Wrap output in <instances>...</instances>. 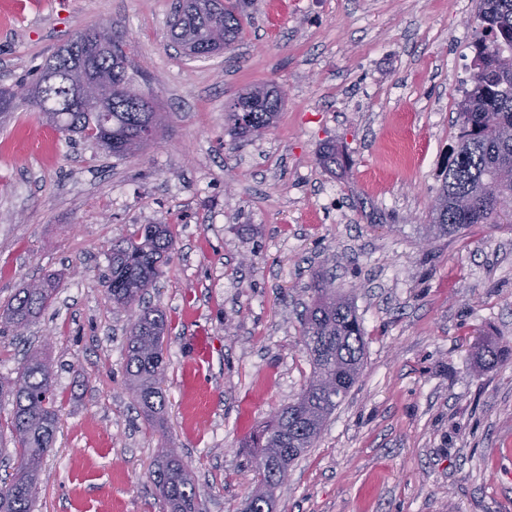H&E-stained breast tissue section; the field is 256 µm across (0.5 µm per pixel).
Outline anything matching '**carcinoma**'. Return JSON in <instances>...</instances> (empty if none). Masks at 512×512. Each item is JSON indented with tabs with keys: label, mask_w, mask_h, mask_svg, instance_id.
Segmentation results:
<instances>
[{
	"label": "carcinoma",
	"mask_w": 512,
	"mask_h": 512,
	"mask_svg": "<svg viewBox=\"0 0 512 512\" xmlns=\"http://www.w3.org/2000/svg\"><path fill=\"white\" fill-rule=\"evenodd\" d=\"M246 2L210 13L195 0L179 4L174 39L187 56L217 54L231 47L242 29ZM479 29L473 42L471 88L458 103L459 133L450 148L448 166L432 205L433 230L456 236L473 224L512 223V0H480ZM102 30L78 33L57 49L41 73L55 79L41 95L26 102L47 117L54 127L77 133L115 157L138 149L142 142L140 120L147 98L137 89L140 71L129 61L123 39L96 48ZM128 89H110L106 111L91 104L64 105L69 77L80 68ZM284 104L279 91L264 85L238 95L228 108L230 133L260 135L274 127ZM329 171L345 169L348 161L333 143L320 152ZM175 236L168 224H143L128 237L112 242L106 287L112 305L138 310L127 337L125 379L141 412L149 421L160 418L166 407L162 389L167 361L163 340L167 316L145 300L158 275L162 258L174 249ZM58 282L47 277L16 293L0 311V333L17 332L32 323L56 295ZM314 298L303 321V343L313 364V374L299 397L278 409L247 447L255 449L254 470L261 476L243 512H272L276 506L279 468H290L313 447L321 429L339 401L333 388L349 392L363 365L365 341L352 302L336 293L333 284L318 280ZM501 361V348L489 340L476 362L490 367ZM9 396L13 410L10 431L17 463L9 482L0 488V512H31L41 462L54 447L59 424L54 372L37 351L27 354L17 376L0 380V398ZM149 478L167 512H200L195 485L182 458L157 450Z\"/></svg>",
	"instance_id": "1"
}]
</instances>
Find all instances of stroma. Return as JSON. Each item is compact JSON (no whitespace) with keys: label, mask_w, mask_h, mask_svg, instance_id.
<instances>
[{"label":"stroma","mask_w":512,"mask_h":512,"mask_svg":"<svg viewBox=\"0 0 512 512\" xmlns=\"http://www.w3.org/2000/svg\"><path fill=\"white\" fill-rule=\"evenodd\" d=\"M174 0H0V86L92 26L124 36L164 123L123 158L21 107L0 117V305L56 276L0 378L51 361L60 423L33 512H166L148 478L176 448L203 512L255 489L246 444L313 372L302 319L317 274L355 305L360 377L291 466L277 512H512V224L435 238L478 0H253L237 42L190 59ZM282 88L269 132L234 140L230 101ZM349 159L331 174L325 142ZM171 225L147 300L168 317L162 425L125 382L130 313L106 290L115 239ZM502 357L477 367L483 341Z\"/></svg>","instance_id":"1"}]
</instances>
